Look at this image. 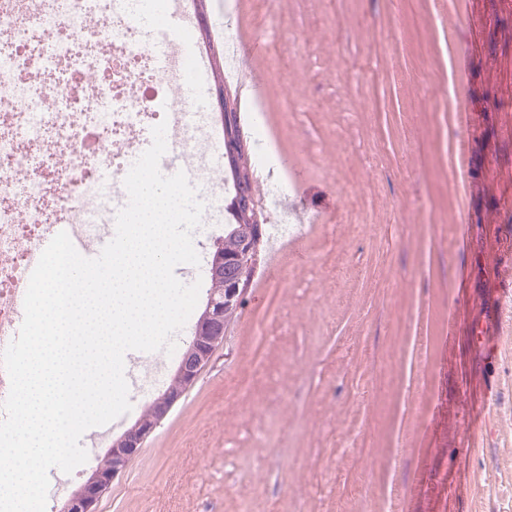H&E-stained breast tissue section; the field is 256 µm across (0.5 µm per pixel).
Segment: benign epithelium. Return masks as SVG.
Listing matches in <instances>:
<instances>
[{"label":"benign epithelium","instance_id":"7a95c632","mask_svg":"<svg viewBox=\"0 0 512 512\" xmlns=\"http://www.w3.org/2000/svg\"><path fill=\"white\" fill-rule=\"evenodd\" d=\"M244 205L252 213V220L246 229L243 250L239 257L250 265L257 259L255 246L262 235V221L258 209L255 207L253 194L245 195ZM243 292L244 289L236 286L229 289L227 293L220 294L217 298L210 297L202 315L205 330L195 335L177 369L179 386L167 387L154 401L156 422H161L188 388L195 383L202 369L210 361L216 346L223 342L227 316L238 310ZM153 431L154 427L142 426L137 423L113 441L108 451L110 464L105 468L99 467L91 473L81 487L68 499L63 512H97L100 498L110 489L115 478L126 469L129 461L139 452Z\"/></svg>","mask_w":512,"mask_h":512}]
</instances>
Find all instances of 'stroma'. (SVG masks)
<instances>
[{"label": "stroma", "mask_w": 512, "mask_h": 512, "mask_svg": "<svg viewBox=\"0 0 512 512\" xmlns=\"http://www.w3.org/2000/svg\"><path fill=\"white\" fill-rule=\"evenodd\" d=\"M234 17L313 221L275 275L257 261L211 361L97 512H512V0H237ZM475 320L495 358L466 341ZM164 387L97 427L103 446L57 473L46 512Z\"/></svg>", "instance_id": "stroma-1"}]
</instances>
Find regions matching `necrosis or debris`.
Returning <instances> with one entry per match:
<instances>
[{
	"instance_id": "1",
	"label": "necrosis or debris",
	"mask_w": 512,
	"mask_h": 512,
	"mask_svg": "<svg viewBox=\"0 0 512 512\" xmlns=\"http://www.w3.org/2000/svg\"><path fill=\"white\" fill-rule=\"evenodd\" d=\"M33 72L54 80V96L29 81ZM183 78L157 70L130 0H0V344L23 309L27 252L44 226L73 223L91 237L108 210L127 205L126 159L141 128L166 123L169 150L197 167L203 220L223 215L213 178L221 142L174 96ZM249 125L254 166L276 173L277 196L290 195L261 106Z\"/></svg>"
}]
</instances>
